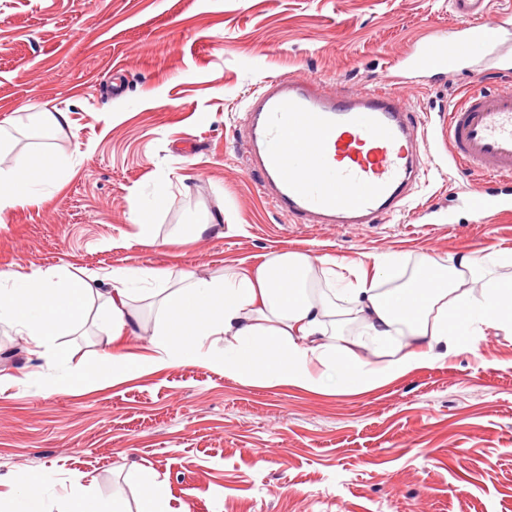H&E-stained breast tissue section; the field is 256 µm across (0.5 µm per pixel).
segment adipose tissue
I'll return each instance as SVG.
<instances>
[{"instance_id": "1", "label": "adipose tissue", "mask_w": 512, "mask_h": 512, "mask_svg": "<svg viewBox=\"0 0 512 512\" xmlns=\"http://www.w3.org/2000/svg\"><path fill=\"white\" fill-rule=\"evenodd\" d=\"M59 160L49 152L19 158L0 168V223L37 199V188L54 182ZM395 254H371L350 263L336 256L286 250L257 266L225 268L203 279L182 272L175 288L162 287L166 271L128 267L112 271L107 289L92 279L56 270L0 272V323L23 332L37 349H50L52 364L65 368L58 385L83 388L124 382L176 363H203L224 370L248 386H290L310 390L365 391L385 385L420 366L445 359L448 345L474 342L473 324L512 335V283L495 280L484 258L464 254L449 263L422 256L407 282L387 285L400 265ZM334 284L331 296L308 293L313 273ZM155 281L161 318L152 351L115 350L70 364L56 336L82 323L98 305L114 338L130 328L140 283ZM482 282L480 293L472 283ZM359 338L385 352L380 361L344 353L334 340L348 319ZM224 351L212 353L216 342ZM39 473L15 477L14 512H124L120 502L91 495L82 475H71L56 508H49Z\"/></svg>"}]
</instances>
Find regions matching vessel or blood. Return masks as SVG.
I'll return each instance as SVG.
<instances>
[{"label":"vessel or blood","mask_w":512,"mask_h":512,"mask_svg":"<svg viewBox=\"0 0 512 512\" xmlns=\"http://www.w3.org/2000/svg\"><path fill=\"white\" fill-rule=\"evenodd\" d=\"M484 0H453L460 36L419 43L411 71L466 73L465 53L482 55L487 73H512V16L484 18ZM412 120L392 92L327 94L313 78L269 80L244 118L245 167L258 173L272 206L291 219L370 224L408 208L416 176ZM441 134L451 158L476 181L468 207L479 215L512 212V93L467 92L448 109Z\"/></svg>","instance_id":"vessel-or-blood-1"}]
</instances>
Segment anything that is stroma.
Instances as JSON below:
<instances>
[{"label":"stroma","instance_id":"1","mask_svg":"<svg viewBox=\"0 0 512 512\" xmlns=\"http://www.w3.org/2000/svg\"><path fill=\"white\" fill-rule=\"evenodd\" d=\"M451 0H0V168L42 150L56 186L0 223V271L107 278L125 267L207 278L283 250L344 261L512 250V214L470 211L472 183L438 128L473 87L512 76L405 72L392 91L423 137L415 208L374 224H299L242 161L249 93L266 78L320 80L339 96L383 86L415 44L453 34ZM34 103L65 112L51 142L17 125ZM154 204L158 244L136 241L133 200ZM208 224L195 234L194 227ZM183 242L163 245L172 231ZM71 362L112 348L98 310L59 336ZM16 328L0 324V492L38 472L55 501L72 474L137 512L140 481L165 483L170 512H512V336L470 347L364 393L246 386L201 363L74 391Z\"/></svg>","mask_w":512,"mask_h":512}]
</instances>
